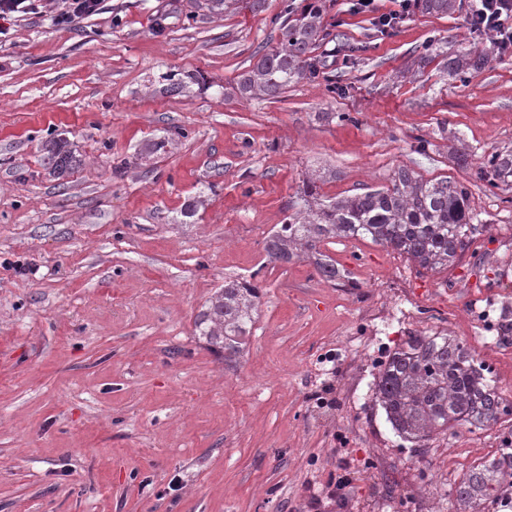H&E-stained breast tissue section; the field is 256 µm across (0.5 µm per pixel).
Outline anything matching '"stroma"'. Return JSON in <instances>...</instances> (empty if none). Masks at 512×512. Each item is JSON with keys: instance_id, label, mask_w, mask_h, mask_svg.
Here are the masks:
<instances>
[{"instance_id": "1", "label": "stroma", "mask_w": 512, "mask_h": 512, "mask_svg": "<svg viewBox=\"0 0 512 512\" xmlns=\"http://www.w3.org/2000/svg\"><path fill=\"white\" fill-rule=\"evenodd\" d=\"M291 2L106 0L60 30L58 0H41L0 20V512H451L455 482L512 437L506 416L414 448L372 400L409 332L444 331L512 403V344L454 321L489 296L512 307V185L479 177L484 155L512 150V57L471 31L469 0L390 33L326 0L318 76L240 94ZM475 48L485 67L448 76L444 57ZM50 139L75 157L63 173ZM401 168L471 192L482 226L447 269L324 242L352 293L268 260L307 177L327 201ZM234 279L260 302L225 361L194 319ZM342 457L355 479L330 499Z\"/></svg>"}]
</instances>
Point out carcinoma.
Wrapping results in <instances>:
<instances>
[{"label": "carcinoma", "instance_id": "obj_1", "mask_svg": "<svg viewBox=\"0 0 512 512\" xmlns=\"http://www.w3.org/2000/svg\"><path fill=\"white\" fill-rule=\"evenodd\" d=\"M455 0H415L422 13L445 15ZM328 36L322 0H311L300 15L280 28L276 46L242 75L243 95L276 97L289 83L315 74L312 53ZM487 63L483 51L467 50L447 60L448 72L460 76ZM58 171L72 155L62 140L46 145ZM481 176L491 188L512 183V151L487 155ZM315 180L306 182L304 209L289 215L267 239L272 262L310 260L331 282L341 277L336 263L319 251L330 239L369 240L388 247L427 271H439L478 232L469 190L446 178L424 181L407 169L395 172L392 187L321 201ZM259 288L247 280H229L216 289L195 318L199 339L230 359L250 334ZM375 404L402 441L414 447L454 426L481 429L512 415V405L497 391L490 367L475 358L458 338L443 332L411 333L382 362L375 383ZM455 512H481L486 503L512 506V448L498 450L474 465L453 490Z\"/></svg>", "mask_w": 512, "mask_h": 512}]
</instances>
